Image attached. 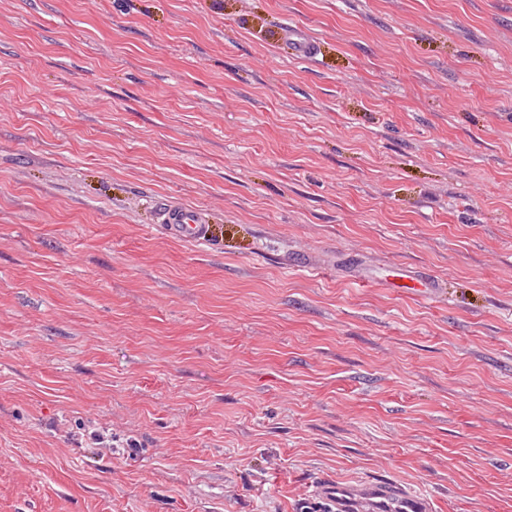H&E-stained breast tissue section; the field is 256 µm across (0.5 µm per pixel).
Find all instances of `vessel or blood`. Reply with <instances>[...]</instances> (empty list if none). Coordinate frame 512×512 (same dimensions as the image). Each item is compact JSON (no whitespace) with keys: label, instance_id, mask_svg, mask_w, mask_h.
Instances as JSON below:
<instances>
[{"label":"vessel or blood","instance_id":"b4317fda","mask_svg":"<svg viewBox=\"0 0 512 512\" xmlns=\"http://www.w3.org/2000/svg\"><path fill=\"white\" fill-rule=\"evenodd\" d=\"M160 218L169 236L192 243L211 237L204 211L162 204ZM307 512H433L431 499L384 481L323 480L314 485L305 503Z\"/></svg>","mask_w":512,"mask_h":512}]
</instances>
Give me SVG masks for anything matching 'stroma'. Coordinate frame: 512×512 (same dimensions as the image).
Here are the masks:
<instances>
[{
  "instance_id": "obj_1",
  "label": "stroma",
  "mask_w": 512,
  "mask_h": 512,
  "mask_svg": "<svg viewBox=\"0 0 512 512\" xmlns=\"http://www.w3.org/2000/svg\"><path fill=\"white\" fill-rule=\"evenodd\" d=\"M320 477L512 512V0H0V512ZM161 224L172 238L192 243H203L211 237L206 213L196 208L176 207L162 203Z\"/></svg>"
}]
</instances>
